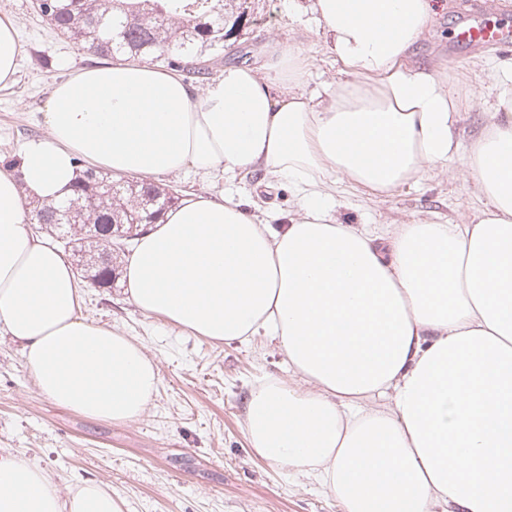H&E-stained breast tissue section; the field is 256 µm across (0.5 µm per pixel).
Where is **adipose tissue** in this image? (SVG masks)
Wrapping results in <instances>:
<instances>
[{
	"instance_id": "1",
	"label": "adipose tissue",
	"mask_w": 512,
	"mask_h": 512,
	"mask_svg": "<svg viewBox=\"0 0 512 512\" xmlns=\"http://www.w3.org/2000/svg\"><path fill=\"white\" fill-rule=\"evenodd\" d=\"M350 82L302 91L306 58L271 41L194 89L117 60L54 85L44 135L0 168V335L39 392L129 423L159 383L143 344L84 319L75 273L28 205L61 203L88 165L115 175L261 174L294 204L269 222L228 193L167 210L138 239L125 292L140 312L227 344L267 337L292 381L246 399L252 454L314 480L343 512H512V70L463 170L484 204L463 224L375 234L336 211V180L383 195L446 164L460 104L442 64L411 63L440 0H311ZM0 512H124L96 481L63 484L0 453Z\"/></svg>"
}]
</instances>
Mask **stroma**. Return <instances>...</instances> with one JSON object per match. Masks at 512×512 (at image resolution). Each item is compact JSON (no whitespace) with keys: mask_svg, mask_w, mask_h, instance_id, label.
<instances>
[{"mask_svg":"<svg viewBox=\"0 0 512 512\" xmlns=\"http://www.w3.org/2000/svg\"><path fill=\"white\" fill-rule=\"evenodd\" d=\"M469 0H444L413 58L443 63L448 87L460 103L458 140L468 149L483 127V98L489 76L511 53L450 50L452 34ZM35 0H0L18 29L20 52L11 86L0 89V161L15 159L24 140L44 134L43 112L55 83L99 59L58 36L38 15ZM244 9L222 48L206 51L205 75L190 77L203 87L225 65L265 62L271 38L300 47L309 66L306 92L346 81L320 34L308 0H228L225 12ZM184 196L231 191L259 217L287 211V189L265 192L258 176L206 184L193 174L162 178ZM343 210L354 224L377 227L431 215L464 223L481 206L458 159L427 177L377 196L337 179ZM81 315L110 325L142 343L158 367L160 383L137 421L113 424L86 418L41 395L25 366L20 345L0 338V448L26 455L64 483L95 480L111 488L124 512H343L314 481L293 477L253 458L244 431V400L269 376L290 379L285 356L265 337L249 343H220L172 328L130 305L122 279L112 287L82 284Z\"/></svg>","mask_w":512,"mask_h":512,"instance_id":"35a3bbf8","label":"stroma"}]
</instances>
